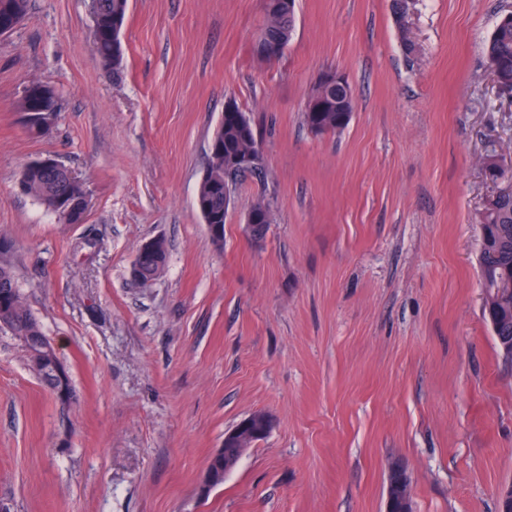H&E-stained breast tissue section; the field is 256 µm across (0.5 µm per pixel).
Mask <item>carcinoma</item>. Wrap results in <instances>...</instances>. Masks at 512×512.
<instances>
[{"label":"carcinoma","instance_id":"obj_1","mask_svg":"<svg viewBox=\"0 0 512 512\" xmlns=\"http://www.w3.org/2000/svg\"><path fill=\"white\" fill-rule=\"evenodd\" d=\"M92 19L91 35L95 51L104 68L118 75L124 68V54L118 41L120 27L125 25L129 0H88ZM30 0H0V29H12L28 14ZM295 14H278L265 17L264 28L272 38L291 39ZM489 66L494 68L500 82L512 92V13L502 16L485 48ZM328 111L306 112L304 120L308 128L320 135H336L349 124L354 111L353 95L333 90L326 94ZM58 109L57 97L24 95L19 112L28 119L27 132L35 137L46 134L38 127L42 111ZM261 142L257 130L242 111L226 112L213 137L210 161L204 170V179L198 181L195 206L202 218L216 224L219 230L212 233V241L223 243L224 224L230 205L224 204V183L240 180L250 174L258 176L263 169L237 168L232 159L243 147ZM71 170L58 162L53 168H43L34 162L26 164L21 172L18 187L21 192L41 203L66 224L84 221L80 204L88 198L85 183L78 177L69 176ZM478 223L483 230L485 247L491 254L482 276L486 297L485 315L500 323L498 335L512 341V199L498 203L490 210L482 211ZM168 258V246L159 239V250L151 264L141 272L142 281L154 279L158 270L164 269ZM0 305L10 313L4 322L25 353L29 368L43 380L48 374L33 359V352L40 345L52 346L42 325L30 310L11 268L0 263ZM224 483V466H207L203 485L214 488Z\"/></svg>","mask_w":512,"mask_h":512}]
</instances>
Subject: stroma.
<instances>
[{"instance_id": "stroma-1", "label": "stroma", "mask_w": 512, "mask_h": 512, "mask_svg": "<svg viewBox=\"0 0 512 512\" xmlns=\"http://www.w3.org/2000/svg\"><path fill=\"white\" fill-rule=\"evenodd\" d=\"M512 0H296L284 55L259 61L260 0H129L125 69L106 72L87 0H32L0 36V233L72 379L62 408L0 330V512H385L403 465L414 512H497L512 483V361L483 316L480 226L512 178V97L484 44ZM344 73L341 134L303 112ZM59 93L48 134L18 105ZM262 138L216 247L194 204L227 101ZM50 155L91 200L64 224L19 192ZM274 214L252 244L256 201ZM168 246L141 284L145 241ZM271 430L204 489L224 435ZM159 241V250L157 251L155 258L151 261L150 265H147L145 269L142 271V268L147 261V259L151 256L152 246L150 241L145 242L142 249L138 252L136 258L134 259L130 271L132 277H139L141 272V278L143 282L150 281L154 279V274L157 270H163L167 258H168V246L166 241L163 238H157Z\"/></svg>"}]
</instances>
